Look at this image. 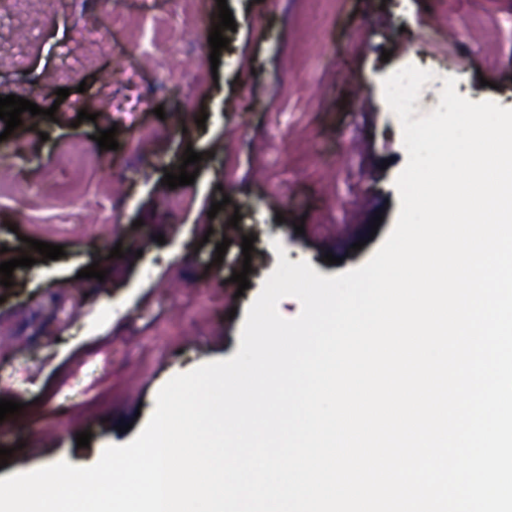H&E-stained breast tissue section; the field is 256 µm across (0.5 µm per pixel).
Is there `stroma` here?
Segmentation results:
<instances>
[{
	"label": "stroma",
	"mask_w": 512,
	"mask_h": 512,
	"mask_svg": "<svg viewBox=\"0 0 512 512\" xmlns=\"http://www.w3.org/2000/svg\"><path fill=\"white\" fill-rule=\"evenodd\" d=\"M227 6L236 28L222 32L229 44L217 81L200 89L195 72L210 64L217 0H194L195 24L181 31L179 53L164 57L153 36L169 0H112L125 24L112 30L111 55L81 72L88 113L108 83L112 116L81 122L70 102H57L54 74L83 29L103 25L93 0H68L64 10L47 0L25 10L0 0V52L19 39L26 60L19 69L0 59V95L41 109L22 113L10 136L18 156L0 160V172L46 198L37 212L21 198H0V246L8 260L31 254L26 238L40 223L52 228L44 242L65 251L15 268L12 286L0 285V398L23 405L0 422V447L12 451L0 479L48 461L95 464L107 446L138 435L172 377L233 357L247 309L277 266L274 244L325 277L371 258L396 223L395 181L407 162L402 127L384 98L390 73L409 65L433 72L415 102L421 117L438 107L448 76L471 101L512 108V0ZM146 84L164 117L135 111ZM50 107L51 118L43 114ZM112 127L119 147L101 149L94 136ZM144 127L153 131L145 141ZM67 146L92 159L82 199L58 192L72 176L60 161ZM189 147L202 155L194 183L163 185ZM177 195L191 202L170 210ZM215 202L222 208L214 214ZM69 210L82 211V223H60ZM236 212L238 226L228 229ZM250 234L246 257L241 243ZM116 247L122 257L111 256ZM328 253L337 263L324 262ZM246 262L250 286L242 290L231 276ZM94 263L105 280L80 277ZM85 430L92 437L81 448L76 435Z\"/></svg>",
	"instance_id": "1"
}]
</instances>
